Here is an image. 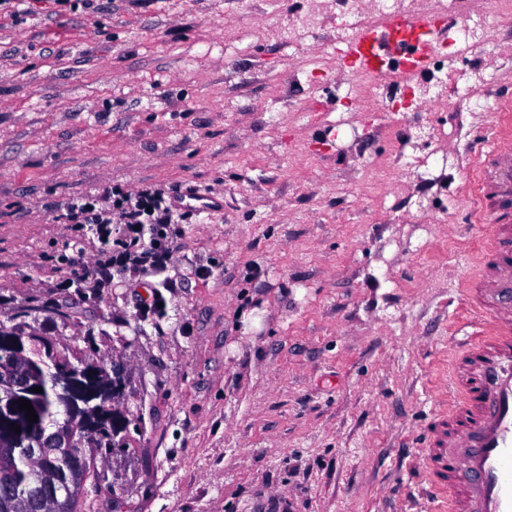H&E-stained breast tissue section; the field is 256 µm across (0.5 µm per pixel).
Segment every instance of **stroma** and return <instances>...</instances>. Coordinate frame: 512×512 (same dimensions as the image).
<instances>
[{
    "label": "stroma",
    "instance_id": "35a3bbf8",
    "mask_svg": "<svg viewBox=\"0 0 512 512\" xmlns=\"http://www.w3.org/2000/svg\"><path fill=\"white\" fill-rule=\"evenodd\" d=\"M305 0H30L0 14V322L123 366V445L81 512H425L417 444L449 402L460 290L488 231L471 143L512 93V21L464 55L448 109L385 133L336 90ZM322 75L323 112L303 107ZM425 139H418L419 130ZM415 140L424 224L378 163ZM191 185L221 205L179 227L163 274H70L78 233L47 202ZM161 307H154V300Z\"/></svg>",
    "mask_w": 512,
    "mask_h": 512
}]
</instances>
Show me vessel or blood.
<instances>
[{
    "label": "vessel or blood",
    "mask_w": 512,
    "mask_h": 512,
    "mask_svg": "<svg viewBox=\"0 0 512 512\" xmlns=\"http://www.w3.org/2000/svg\"><path fill=\"white\" fill-rule=\"evenodd\" d=\"M423 26L394 14L357 32L343 60L380 82L425 75L430 60L407 39ZM491 130L496 143L479 150L475 183L489 235L464 290L473 315L453 369L454 401L420 450L430 512H512V114L498 113Z\"/></svg>",
    "instance_id": "b4317fda"
}]
</instances>
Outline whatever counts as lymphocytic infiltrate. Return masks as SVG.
Returning <instances> with one entry per match:
<instances>
[{"label":"lymphocytic infiltrate","mask_w":512,"mask_h":512,"mask_svg":"<svg viewBox=\"0 0 512 512\" xmlns=\"http://www.w3.org/2000/svg\"><path fill=\"white\" fill-rule=\"evenodd\" d=\"M111 205L101 194H85L52 207L57 224L88 227L100 243L91 263L97 282L113 272L161 273L174 252L172 225L191 223L195 212L179 207L178 188L149 185L129 192L111 188Z\"/></svg>","instance_id":"1"}]
</instances>
